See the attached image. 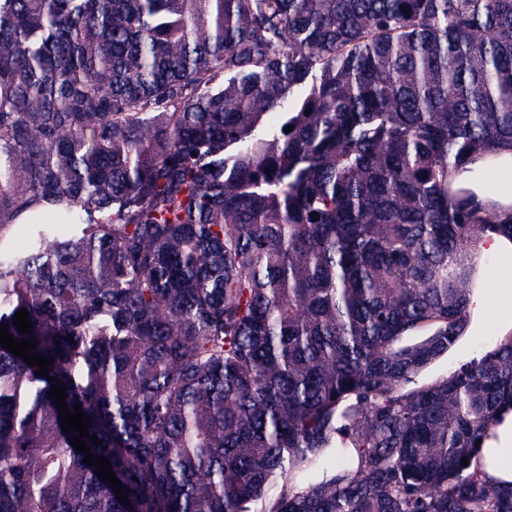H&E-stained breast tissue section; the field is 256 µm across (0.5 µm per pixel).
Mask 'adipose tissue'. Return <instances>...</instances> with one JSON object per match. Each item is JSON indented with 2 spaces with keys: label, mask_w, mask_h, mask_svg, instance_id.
<instances>
[{
  "label": "adipose tissue",
  "mask_w": 512,
  "mask_h": 512,
  "mask_svg": "<svg viewBox=\"0 0 512 512\" xmlns=\"http://www.w3.org/2000/svg\"><path fill=\"white\" fill-rule=\"evenodd\" d=\"M453 189L466 190L481 207L499 214L512 212V149L502 148L483 156L450 176ZM495 257L507 269L505 276L476 286L468 305V335L482 336L494 329L496 336L512 335V241L496 233L480 235L477 262ZM472 467L486 481L512 486V412L497 427L493 438L474 449Z\"/></svg>",
  "instance_id": "obj_1"
}]
</instances>
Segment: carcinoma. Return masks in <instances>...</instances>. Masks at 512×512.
Instances as JSON below:
<instances>
[{
  "instance_id": "obj_1",
  "label": "carcinoma",
  "mask_w": 512,
  "mask_h": 512,
  "mask_svg": "<svg viewBox=\"0 0 512 512\" xmlns=\"http://www.w3.org/2000/svg\"><path fill=\"white\" fill-rule=\"evenodd\" d=\"M502 144L512 0H0V512H512V336L426 380ZM488 172L493 173V181L488 179ZM450 182L454 190H466L479 207L493 206L499 214H509L512 212V150L505 147L482 156L453 172ZM472 469L488 482L506 488L512 485V412L496 428L495 437L474 448Z\"/></svg>"
}]
</instances>
